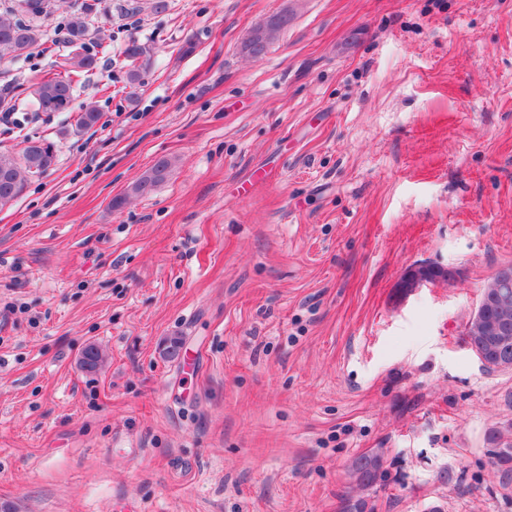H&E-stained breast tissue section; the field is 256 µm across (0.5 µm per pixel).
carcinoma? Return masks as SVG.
<instances>
[{"label":"carcinoma","mask_w":512,"mask_h":512,"mask_svg":"<svg viewBox=\"0 0 512 512\" xmlns=\"http://www.w3.org/2000/svg\"><path fill=\"white\" fill-rule=\"evenodd\" d=\"M95 9L96 4L83 3L71 15L69 31L74 49L64 62V73L43 76L31 85L30 96L36 111L51 115L70 110L74 100V79L96 65L95 55L80 43L87 30L88 18ZM51 12L49 0H17L15 7L0 12V61L18 57L37 44L41 37V22ZM123 54L129 61L126 72L128 84H141L151 66L146 48L133 40L126 45ZM54 159L52 145L39 141L28 142L18 154L0 152V208L13 204L21 192L24 177L44 173ZM171 172L170 160H158L132 184L130 194L152 192L168 180ZM487 340L486 336H471L472 351L484 355L489 363L487 370H512V335L501 350L499 359L487 354ZM103 362L104 355L98 347L90 346L84 352L82 366L85 369L95 370ZM488 443L500 484L507 487L512 483V424L504 430L491 432ZM351 471L358 486L369 488L383 475V459L377 454L359 456L352 461Z\"/></svg>","instance_id":"1"}]
</instances>
